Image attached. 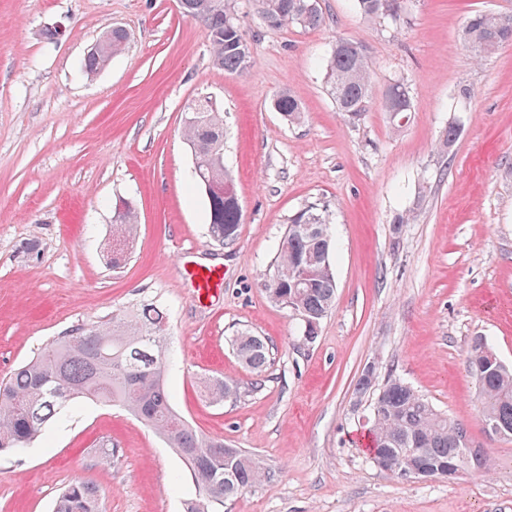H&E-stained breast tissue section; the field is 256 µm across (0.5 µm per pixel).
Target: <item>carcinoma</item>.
I'll use <instances>...</instances> for the list:
<instances>
[{
	"mask_svg": "<svg viewBox=\"0 0 512 512\" xmlns=\"http://www.w3.org/2000/svg\"><path fill=\"white\" fill-rule=\"evenodd\" d=\"M367 20L398 15L401 0H354ZM185 15L203 28L214 67L227 74H243L254 65L250 43L242 34L229 3L214 0H180ZM261 17L272 26L318 27L323 16L317 0H260ZM127 41L121 28L107 31L84 58L83 70L93 77L106 67ZM464 45L480 61L499 48L512 45V16L477 11L465 23ZM324 78L337 110L358 122L373 95L372 68L362 45L336 41L323 61ZM385 111L403 117L411 111L407 84H389L383 99ZM275 109L291 123L302 117L299 102L283 91ZM184 135L195 168L211 184L207 194L208 234L218 243L233 242L242 221L238 197L225 191L234 183L224 165V116L208 102L196 105L187 118ZM137 215L129 205L113 213L112 239L129 246ZM333 242L329 215L318 203L298 211L281 238L273 271L264 281L269 299L288 308L300 321L317 323L332 310L336 279L332 269ZM167 318L163 309L149 304L129 314H116L106 323L83 325L55 338L40 354L15 369L0 382V453H17L44 434L49 424L71 401L86 398L118 404L164 436L185 464L195 487V497L184 502V512H218L224 501L267 481L270 473L240 448L224 438L197 433L187 422L173 431L180 419L171 403L166 380L172 363L166 352ZM235 353L249 369L261 374L269 361V347L248 332L234 339ZM467 363L481 366L477 373L478 399L484 419L512 437V368L497 362L483 340L470 347ZM215 401L237 395V386L219 380L206 385ZM372 393L366 426L370 454L393 465L420 467L442 474L448 465L464 469L469 464L463 423L438 411L403 379L388 378L377 387L360 379L356 395L363 401ZM54 512H100L96 488L75 482L57 497Z\"/></svg>",
	"mask_w": 512,
	"mask_h": 512,
	"instance_id": "obj_1",
	"label": "carcinoma"
}]
</instances>
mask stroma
Here are the masks:
<instances>
[{"label":"stroma","instance_id":"1","mask_svg":"<svg viewBox=\"0 0 512 512\" xmlns=\"http://www.w3.org/2000/svg\"><path fill=\"white\" fill-rule=\"evenodd\" d=\"M318 6L323 27L274 29L258 0H231L255 64L228 75L180 0H0V378L77 326L153 302L167 314L175 411L272 473L223 512H512V438L486 437L466 363L480 337L512 366V45L478 62L461 38L471 13L512 15V0H404L377 22L353 0ZM57 25L65 36L44 40ZM115 27L124 50L87 77L85 56ZM340 38L372 66L375 95L357 122L337 111L320 66ZM396 79L412 101L401 124L382 105ZM282 91L301 123L274 110ZM201 101L224 115L242 210L227 245L208 235L184 137ZM122 202L138 224L115 268L106 256ZM311 203L333 222L337 288L307 342L264 280ZM200 266L221 274L206 297L187 274ZM242 331L269 346L262 374L233 350ZM369 364L377 383L399 376L465 424L486 469L452 482L378 469L352 409ZM206 378L234 382L236 398L206 401ZM75 481L97 488L101 512H183L195 494L160 434L89 399L0 455V512H53Z\"/></svg>","mask_w":512,"mask_h":512}]
</instances>
